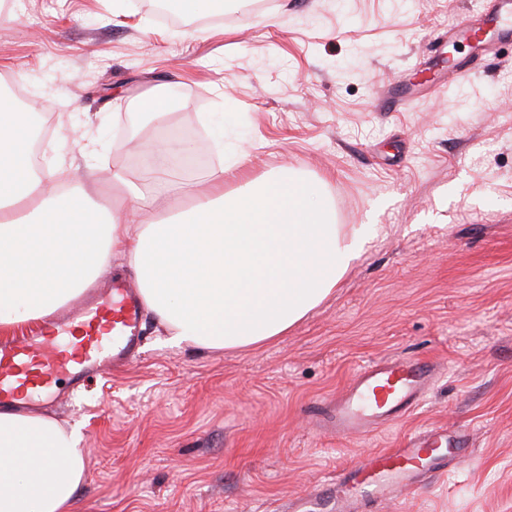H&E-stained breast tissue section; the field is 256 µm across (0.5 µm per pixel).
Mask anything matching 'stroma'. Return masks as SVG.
I'll use <instances>...</instances> for the list:
<instances>
[{
    "label": "stroma",
    "instance_id": "35a3bbf8",
    "mask_svg": "<svg viewBox=\"0 0 512 512\" xmlns=\"http://www.w3.org/2000/svg\"><path fill=\"white\" fill-rule=\"evenodd\" d=\"M146 0H14L0 14V82L44 114L36 164L50 182L108 198L114 170L145 186L133 146L113 147L138 96L171 101L135 140L243 156L249 181L294 171L341 234L369 241L335 290L260 347L175 343L145 313L140 358L47 413L77 427L86 476L74 512H297L375 448L444 425L469 462L371 512H512V47L449 46L450 24L493 0H274L247 16L173 28ZM470 59L443 86L449 57ZM439 367L399 424L340 438L319 406L364 365Z\"/></svg>",
    "mask_w": 512,
    "mask_h": 512
}]
</instances>
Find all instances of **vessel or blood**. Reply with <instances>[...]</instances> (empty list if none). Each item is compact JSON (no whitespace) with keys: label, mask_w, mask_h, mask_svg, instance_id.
I'll use <instances>...</instances> for the list:
<instances>
[{"label":"vessel or blood","mask_w":512,"mask_h":512,"mask_svg":"<svg viewBox=\"0 0 512 512\" xmlns=\"http://www.w3.org/2000/svg\"><path fill=\"white\" fill-rule=\"evenodd\" d=\"M495 21L498 40L511 41L512 0H500ZM449 31L478 48L489 43L483 26L467 16ZM141 318L140 294L113 279L37 319L27 336L0 341V408L60 401L91 378L133 362L141 354ZM436 376L435 363L409 356L367 364L322 409L321 422L340 437L394 426L417 407ZM466 460L449 447L445 427L404 437L337 477L336 512H365L367 503L413 495L432 476Z\"/></svg>","instance_id":"obj_1"}]
</instances>
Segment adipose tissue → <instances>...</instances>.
I'll return each instance as SVG.
<instances>
[{
  "label": "adipose tissue",
  "mask_w": 512,
  "mask_h": 512,
  "mask_svg": "<svg viewBox=\"0 0 512 512\" xmlns=\"http://www.w3.org/2000/svg\"><path fill=\"white\" fill-rule=\"evenodd\" d=\"M30 113L0 92V327L50 314L126 257L172 341L206 349L274 341L321 304L366 242L340 235L304 179L274 175L228 194L223 170L174 185L166 170L110 209L61 191L33 165ZM189 207L155 219L159 194ZM82 436L37 413L0 410V512H73L86 474Z\"/></svg>",
  "instance_id": "adipose-tissue-1"
}]
</instances>
